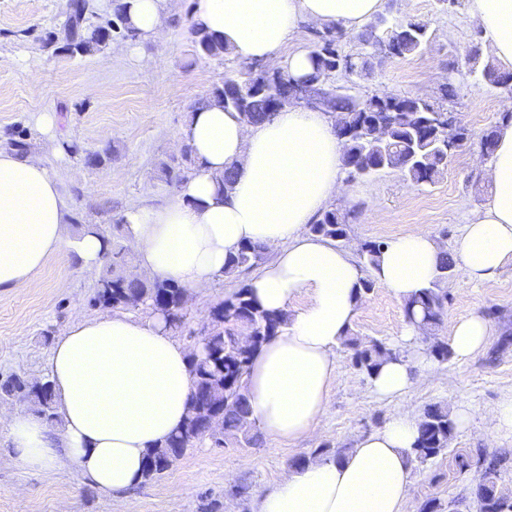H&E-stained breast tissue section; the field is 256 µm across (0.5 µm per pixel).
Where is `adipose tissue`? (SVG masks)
Listing matches in <instances>:
<instances>
[{"label": "adipose tissue", "instance_id": "1", "mask_svg": "<svg viewBox=\"0 0 512 512\" xmlns=\"http://www.w3.org/2000/svg\"><path fill=\"white\" fill-rule=\"evenodd\" d=\"M140 36L164 35L172 0H122ZM472 22L494 57L512 67V0H467ZM383 0H193L196 27L223 42L247 64L311 70L309 52L292 45L303 23L362 29ZM177 138L192 150L193 175L157 209L132 208L122 220L126 245L140 273L184 288L211 287L242 245L277 249L252 278L250 294L263 309L287 314V324L254 355L247 375L253 414L276 442L311 437L336 376L335 350L359 307L360 272L353 251L312 236L307 226L344 191L343 146L325 112L289 106L269 121L245 124L212 103L190 112ZM236 171L228 193L218 190L225 168ZM487 175L493 189L470 212L455 253L469 280L494 279L512 261V123L501 125ZM70 204L58 176L37 156L0 149V290L38 287L47 260L74 252L83 267L102 263L97 234L72 235ZM441 250L418 227L385 243L372 271L377 283L405 301L433 279ZM306 296L297 305L298 296ZM492 333L479 314L457 320L448 345L463 360ZM62 424L18 407L0 419L21 463L53 470L71 464L93 487L126 502L140 480L148 451L179 431L189 415L190 350L160 311H116L74 319L49 357ZM414 363L386 360L370 378L383 399L413 383ZM413 410H397L339 458H320L290 470L259 496L256 512H403L410 458L419 436Z\"/></svg>", "mask_w": 512, "mask_h": 512}]
</instances>
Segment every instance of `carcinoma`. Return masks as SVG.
Here are the masks:
<instances>
[{"instance_id": "carcinoma-1", "label": "carcinoma", "mask_w": 512, "mask_h": 512, "mask_svg": "<svg viewBox=\"0 0 512 512\" xmlns=\"http://www.w3.org/2000/svg\"><path fill=\"white\" fill-rule=\"evenodd\" d=\"M70 22L66 33L67 50L73 54L88 55L105 46L114 29L125 33L133 31L124 7L115 4L114 19L104 26H85V0H73L69 5ZM197 52L218 57L228 53L224 43L200 29L194 30ZM428 26L412 20H391L381 14L368 23L359 35L362 51L351 54L342 49V38H316L309 50L312 71L305 79L315 84V90L326 98L323 111L331 114L334 132L343 141L344 169L348 178L371 177L385 170L398 172L404 181L422 186L433 184L448 167V153L442 143L439 117L448 112L445 103L454 95L448 86L442 89L440 102L432 103L418 96H390L383 100L380 92L361 97L331 83L336 65L345 67L349 74L367 76L373 69L371 58L385 48L393 56L420 53L429 42ZM288 70L281 77L267 76L263 68L250 66L234 78H226L214 86L205 101L221 104L226 110L239 113L248 124H259L277 111V105L287 93ZM79 231L93 230L105 243L101 271L96 283L94 304L119 308L150 306L161 310L170 327L183 324V301L186 288L171 280L149 281L138 276L126 247L122 244L123 225L112 229V236L96 225H77ZM350 220L338 214L333 206L312 224L308 232L338 245L348 239ZM384 243L366 241L360 250V259L366 271L377 263ZM268 247L247 244L230 256L224 265V276L237 277L256 268L267 258ZM456 261L453 256L441 254L436 273L428 286L404 303L406 319L424 334L438 327L447 312L448 274ZM283 315L270 313L256 305L243 286L214 304L210 311L207 334L195 341L191 348L193 385L189 401V416L182 429L165 444L150 450L142 471V484L160 478L189 448L206 439H212L210 428L203 419L212 416L221 423V437L214 443L221 445L232 438L239 444L255 447L261 442L246 383L253 353L269 342L286 325ZM343 345L353 351V365L366 376H371L386 360L398 354L384 343L368 344L348 336ZM20 398L44 416L53 425L58 423L55 412V393L50 380L26 379L12 376L0 383V396ZM453 422L448 408L438 404L428 406L419 424V437L413 458L419 462L430 460L448 449ZM507 453L479 454L482 477L476 486L477 512H512V496L505 494L499 480Z\"/></svg>"}]
</instances>
